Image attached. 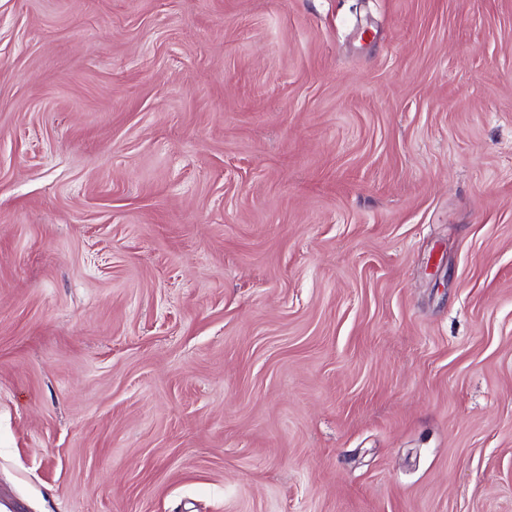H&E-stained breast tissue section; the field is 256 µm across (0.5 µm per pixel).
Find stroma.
<instances>
[{
	"label": "stroma",
	"instance_id": "obj_1",
	"mask_svg": "<svg viewBox=\"0 0 512 512\" xmlns=\"http://www.w3.org/2000/svg\"><path fill=\"white\" fill-rule=\"evenodd\" d=\"M512 512V0H0V512Z\"/></svg>",
	"mask_w": 512,
	"mask_h": 512
}]
</instances>
